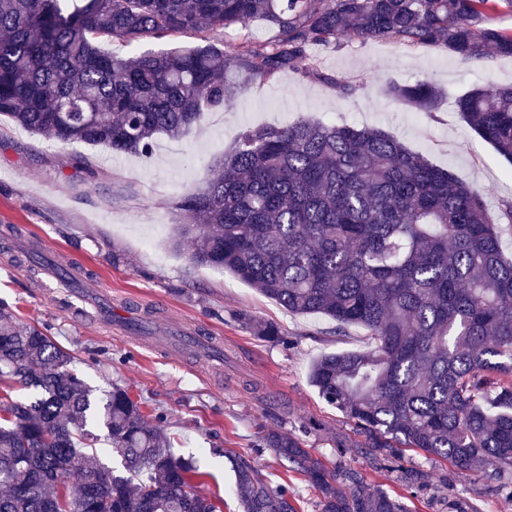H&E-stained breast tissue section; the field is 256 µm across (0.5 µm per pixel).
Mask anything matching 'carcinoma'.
<instances>
[{"label":"carcinoma","mask_w":512,"mask_h":512,"mask_svg":"<svg viewBox=\"0 0 512 512\" xmlns=\"http://www.w3.org/2000/svg\"><path fill=\"white\" fill-rule=\"evenodd\" d=\"M512 0H0V116L61 145H104L149 156L156 138L185 136L204 113L230 106L229 83L288 71L355 87L307 60L317 43L350 34L465 60L512 56L492 13ZM262 18L272 43L209 42L121 56L128 45L188 32L217 34ZM403 106L436 111L428 82H393ZM472 131L512 163V85L456 102ZM196 265L221 267L298 315L356 325L369 349L312 365L319 396L352 423L336 448L379 466L406 450L453 463L473 491L512 493V260L481 190L378 129L309 119L243 129L222 168L180 198ZM254 333L283 340L271 322ZM74 353L0 305V383L38 391L0 399V512H220L197 490L200 472L175 456L164 415L150 418L113 385L97 397L72 371ZM107 431L121 468L86 462ZM286 471L318 491V512H409L355 471L339 478L295 436L265 437ZM243 512H297L259 469L233 466ZM427 474L399 470L406 486Z\"/></svg>","instance_id":"carcinoma-1"}]
</instances>
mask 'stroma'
Wrapping results in <instances>:
<instances>
[{
	"label": "stroma",
	"mask_w": 512,
	"mask_h": 512,
	"mask_svg": "<svg viewBox=\"0 0 512 512\" xmlns=\"http://www.w3.org/2000/svg\"><path fill=\"white\" fill-rule=\"evenodd\" d=\"M307 53L355 93L337 97L295 72L241 80L230 88L222 127L205 113L186 137L158 138L148 157L63 146L0 117V299L20 322L47 328L71 349L75 373L89 386L121 385L147 414L163 413L175 454L196 463L199 489L223 499V512L240 508L219 448L260 469L271 488L287 487L299 512H316L315 488L264 447L272 431L303 438L330 471H358L367 484L401 496L410 512H448L472 496L448 462L405 452L404 466L429 475L414 489L355 449L336 450V435L353 429L319 397L309 368L322 355L366 349L364 330L288 313L232 273L194 265L187 247L171 244L174 204L201 187L242 128L306 118L383 130L482 189L497 209L512 200V164L475 135L455 100L474 87L512 84V57L468 61L356 36ZM393 81H428L445 96L430 117L392 100ZM248 315L276 323L282 341L254 335ZM188 326L198 329V345L177 342Z\"/></svg>",
	"instance_id": "stroma-1"
}]
</instances>
